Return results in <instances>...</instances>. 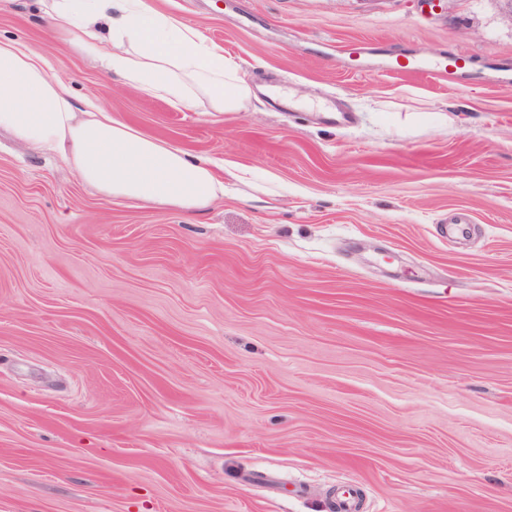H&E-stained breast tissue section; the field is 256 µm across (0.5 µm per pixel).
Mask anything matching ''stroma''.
I'll list each match as a JSON object with an SVG mask.
<instances>
[{
	"label": "stroma",
	"instance_id": "1",
	"mask_svg": "<svg viewBox=\"0 0 512 512\" xmlns=\"http://www.w3.org/2000/svg\"><path fill=\"white\" fill-rule=\"evenodd\" d=\"M151 2L238 64L243 110L143 96L0 0L1 37L225 186L139 205L0 132V512H330L347 487L512 512L503 0Z\"/></svg>",
	"mask_w": 512,
	"mask_h": 512
}]
</instances>
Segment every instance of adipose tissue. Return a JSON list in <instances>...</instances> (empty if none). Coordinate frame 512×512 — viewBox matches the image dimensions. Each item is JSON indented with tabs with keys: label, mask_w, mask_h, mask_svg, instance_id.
I'll return each instance as SVG.
<instances>
[{
	"label": "adipose tissue",
	"mask_w": 512,
	"mask_h": 512,
	"mask_svg": "<svg viewBox=\"0 0 512 512\" xmlns=\"http://www.w3.org/2000/svg\"><path fill=\"white\" fill-rule=\"evenodd\" d=\"M40 5L51 39L143 95L210 112L241 111L252 97L221 48L148 0ZM0 129L56 152L83 183L115 198L193 213L224 196L210 159L147 137L94 102L76 105L45 56L11 39H0Z\"/></svg>",
	"instance_id": "obj_1"
}]
</instances>
